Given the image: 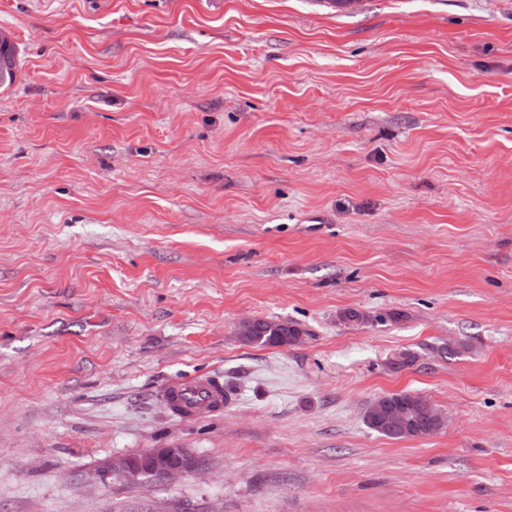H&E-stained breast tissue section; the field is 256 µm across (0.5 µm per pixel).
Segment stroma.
I'll list each match as a JSON object with an SVG mask.
<instances>
[{
    "mask_svg": "<svg viewBox=\"0 0 512 512\" xmlns=\"http://www.w3.org/2000/svg\"><path fill=\"white\" fill-rule=\"evenodd\" d=\"M0 35V512H512V0H0ZM210 372L223 416L174 417ZM400 391L445 427L370 429ZM163 447L203 469L99 477ZM15 79V61L13 45L1 38L0 41V86L10 85ZM302 335L303 331L296 324L274 319H253L238 330L243 342L259 347L298 344ZM225 392L221 376H198L169 382L160 397L176 417H215L224 412ZM377 405L385 410L401 408L405 417L400 423L387 421L374 413ZM364 421L374 431L391 439L421 438L425 434H436L445 425L443 414L425 398L410 392H396L376 398L367 408ZM439 421L436 427L434 422Z\"/></svg>",
    "mask_w": 512,
    "mask_h": 512,
    "instance_id": "obj_1",
    "label": "stroma"
}]
</instances>
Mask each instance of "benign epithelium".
<instances>
[{
  "label": "benign epithelium",
  "instance_id": "7a95c632",
  "mask_svg": "<svg viewBox=\"0 0 512 512\" xmlns=\"http://www.w3.org/2000/svg\"><path fill=\"white\" fill-rule=\"evenodd\" d=\"M199 470V459L186 448H149L138 458L126 456L112 460L107 472L134 482L147 475L172 480Z\"/></svg>",
  "mask_w": 512,
  "mask_h": 512
}]
</instances>
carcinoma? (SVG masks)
Wrapping results in <instances>:
<instances>
[{"label":"carcinoma","instance_id":"cac0c4a2","mask_svg":"<svg viewBox=\"0 0 512 512\" xmlns=\"http://www.w3.org/2000/svg\"><path fill=\"white\" fill-rule=\"evenodd\" d=\"M15 79L14 47L0 41V86ZM303 331L294 323L274 319H253L239 327L238 336L259 347L294 345ZM364 421L374 431L391 439L420 438L435 434L445 425L443 414L425 398L410 392H396L376 398L367 408Z\"/></svg>","mask_w":512,"mask_h":512}]
</instances>
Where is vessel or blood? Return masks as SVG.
Instances as JSON below:
<instances>
[{
	"label": "vessel or blood",
	"mask_w": 512,
	"mask_h": 512,
	"mask_svg": "<svg viewBox=\"0 0 512 512\" xmlns=\"http://www.w3.org/2000/svg\"><path fill=\"white\" fill-rule=\"evenodd\" d=\"M160 396L177 417H215L224 411V384L217 375L169 382Z\"/></svg>",
	"instance_id": "b4317fda"
}]
</instances>
